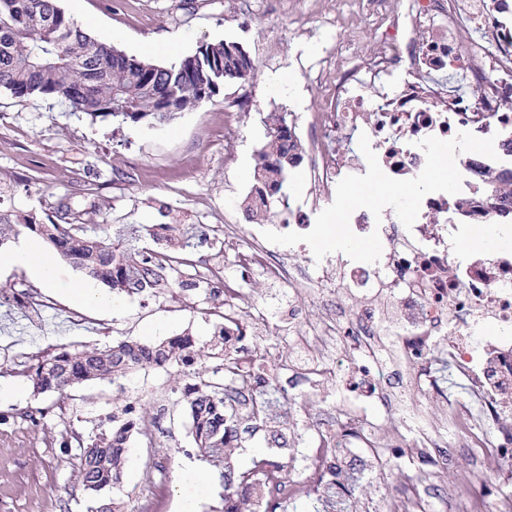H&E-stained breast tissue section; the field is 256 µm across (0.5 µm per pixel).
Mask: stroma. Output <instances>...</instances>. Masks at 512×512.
<instances>
[{
  "instance_id": "stroma-1",
  "label": "stroma",
  "mask_w": 512,
  "mask_h": 512,
  "mask_svg": "<svg viewBox=\"0 0 512 512\" xmlns=\"http://www.w3.org/2000/svg\"><path fill=\"white\" fill-rule=\"evenodd\" d=\"M346 0H57L73 20L91 23L92 35L117 31L120 50L141 56L151 42L179 37L181 56L205 42H238L254 59L253 78L226 84L196 110L160 128L132 126L112 118L72 111L64 97L15 98L0 88V214L13 221L40 224L56 219L68 204L81 223L105 231L140 224H190L192 259L211 258L229 277L240 274L237 249L246 247L255 228L244 200L252 189L255 156L263 145L268 113L285 116L319 105L329 93L318 83L323 62L341 57L352 65L359 42L382 47L379 30L366 17L337 27L334 15ZM273 75L290 77V86L271 91ZM358 189L349 183L323 203L317 233L307 242L313 253L335 252L336 228L352 209ZM236 227L235 242L224 240L225 225ZM58 286L42 289L50 301L40 323L0 302V381L16 386L18 397L0 399V512H87L94 497L75 479L74 449L51 445L59 433L81 437L108 425L115 395L111 381L87 382L66 397L34 395L30 382L12 368L15 354H35L61 344L102 346L122 336L158 342L175 335L205 343L217 316L204 314L207 294L192 293L193 305L179 310L163 297L124 298L119 314L78 307L67 295L82 272L57 260ZM240 299L251 311L248 342L271 335L277 321L300 330L321 315L311 295L293 298L287 288L250 274ZM79 311L82 326L69 321ZM127 394L139 397L140 414L155 434L154 444L132 434L121 495L127 512H141L145 496L158 488V512H178L182 499L199 512H221L224 484L197 457L188 436V416L180 402L181 380L163 371L124 378ZM52 406L46 424L18 419L27 407ZM385 479L356 486L353 512H386L394 498L408 492L413 473L388 462Z\"/></svg>"
}]
</instances>
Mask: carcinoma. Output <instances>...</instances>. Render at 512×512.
Instances as JSON below:
<instances>
[{"mask_svg":"<svg viewBox=\"0 0 512 512\" xmlns=\"http://www.w3.org/2000/svg\"><path fill=\"white\" fill-rule=\"evenodd\" d=\"M255 62L238 43L205 42L177 64L162 66L129 56L114 44L84 31L57 6L56 0H0V87L19 99L63 96L76 112L121 119L133 125H164L182 112L200 107L225 84L246 81ZM305 159L303 147L285 118L269 115L266 143L257 153L247 218L260 224L271 218L267 203L288 172ZM43 239L82 273L120 296L146 294L168 299L200 287L195 261L182 256L191 247V228L165 239L160 253L146 254L140 236L117 230L111 236L97 227L71 222L14 224L0 216V245L22 232ZM207 350L193 337L173 336L159 343L121 339L103 347L63 344L47 355H31L15 363V373L31 381L38 394L64 396L77 384L117 380L140 371L175 372L185 381L181 402L189 416L193 447L201 459L220 471L224 480V512H276L267 500L269 486L286 484L288 461L268 453L246 470L232 464L245 434L262 425L274 426V443L288 454L283 431L294 418L279 411L286 395L278 385L279 361L267 345L239 350L227 347L224 322L231 317L230 300L217 312ZM188 353L203 366L189 375L180 368ZM135 422L121 409L112 412V428L77 439L78 483L90 493L121 487L126 445ZM360 475L336 471L335 512H349L351 489ZM117 496L101 497L94 512H125Z\"/></svg>","mask_w":512,"mask_h":512,"instance_id":"obj_1","label":"carcinoma"}]
</instances>
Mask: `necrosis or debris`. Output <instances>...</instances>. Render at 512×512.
<instances>
[{
	"label": "necrosis or debris",
	"mask_w": 512,
	"mask_h": 512,
	"mask_svg": "<svg viewBox=\"0 0 512 512\" xmlns=\"http://www.w3.org/2000/svg\"><path fill=\"white\" fill-rule=\"evenodd\" d=\"M512 0H384L375 23L383 51L361 48L351 75L339 61L324 71L334 90L324 105L296 113L294 131H310L307 175L312 191L288 210L289 227L258 229L240 252V268L259 270L289 292L315 287L325 313L298 337L301 358H289L291 380L309 375L340 382L344 399L378 404L397 414L415 441L384 433L380 418H368L347 447L373 440L405 455L418 447L448 470L449 454L460 460L494 461L502 478L512 477V255L485 256L463 244L468 231L497 227L499 174L512 168V25L503 16ZM404 77L393 94L370 98L396 72ZM480 86L472 95L471 86ZM483 142L472 155L468 142ZM455 149V192L425 181L435 159L433 143ZM393 185L420 182L415 218L381 226V205L361 206L340 230L365 242L385 236L387 248L337 259L308 257L288 263L290 250L305 251V237L322 202L356 177ZM372 305L371 314L343 311L341 295ZM448 362L464 394L448 393L430 366L432 356ZM408 377L412 393L393 390L386 379ZM439 396L442 416L430 424L422 398ZM317 450L305 460L301 489L334 472L335 420L316 427Z\"/></svg>",
	"instance_id": "4bbe7bcc"
}]
</instances>
